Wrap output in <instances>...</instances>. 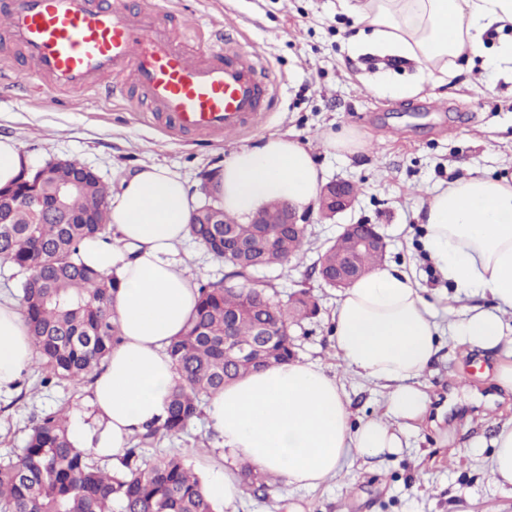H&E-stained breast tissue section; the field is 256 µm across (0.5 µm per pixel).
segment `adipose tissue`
<instances>
[{"mask_svg":"<svg viewBox=\"0 0 512 512\" xmlns=\"http://www.w3.org/2000/svg\"><path fill=\"white\" fill-rule=\"evenodd\" d=\"M357 27L355 54L410 61L406 80L378 73L383 93L408 98L439 82L450 65L483 58L512 64V0H338ZM500 34L486 47L488 32ZM324 172L289 135H272L232 151L216 184L226 212L246 217L274 200L302 210L315 206ZM196 199L168 167L145 165L122 178L109 205L111 242L87 239L84 263L121 282L110 314L116 345L91 390L94 424H74L72 443L100 457L119 458L133 435L163 416L175 374L167 347L183 333L196 306V286L177 257L189 235ZM422 247L453 290L451 319L441 325L414 276L378 268L345 288L332 317L341 364L385 391L381 416L351 426L343 389L320 364L291 362L226 386L207 416L233 456L271 471L299 489L339 476L351 456L399 453L410 422L427 411L420 379L441 348L456 345L501 355L498 384L512 389V181L472 175L436 189L423 212ZM490 298L493 308L474 304ZM34 348L19 308L0 302V391L31 364ZM493 483L512 493V424L493 440Z\"/></svg>","mask_w":512,"mask_h":512,"instance_id":"ef3b65f1","label":"adipose tissue"}]
</instances>
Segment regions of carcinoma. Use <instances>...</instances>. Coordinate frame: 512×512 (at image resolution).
<instances>
[{
  "mask_svg": "<svg viewBox=\"0 0 512 512\" xmlns=\"http://www.w3.org/2000/svg\"><path fill=\"white\" fill-rule=\"evenodd\" d=\"M14 223L0 224V260L24 275L21 307L34 352L44 366L40 384L60 380L81 382L93 376L120 342L109 303L119 279L81 261L79 247L87 238L112 240V227L101 224L108 214L110 188L96 178L67 197L73 223L50 218L54 191L50 187L13 183ZM242 237L264 234L273 254L267 259L242 256L224 242V225L189 224L190 237L228 266L224 280L198 285L194 313L169 348L176 384L165 416L135 435L111 471L73 448L67 417L58 410L31 427L16 460L0 466V512H217L198 475L178 454L143 458L145 446L159 435L176 436L203 414L207 399L246 375L294 360L289 328L316 315L307 292L278 298L269 282L253 277L264 268L301 260L309 251L307 230L288 232L286 224H241L229 215ZM247 305L254 315L238 320L234 339L251 342L258 321L270 324L274 336L260 355L234 360L224 356V314ZM243 489L255 497L264 491L257 474L242 472Z\"/></svg>",
  "mask_w": 512,
  "mask_h": 512,
  "instance_id": "carcinoma-1",
  "label": "carcinoma"
}]
</instances>
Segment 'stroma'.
Segmentation results:
<instances>
[{"label": "stroma", "instance_id": "35a3bbf8", "mask_svg": "<svg viewBox=\"0 0 512 512\" xmlns=\"http://www.w3.org/2000/svg\"><path fill=\"white\" fill-rule=\"evenodd\" d=\"M175 17L191 20L182 33L185 47L208 46L217 33L231 44H259L273 79L271 112L257 128L227 138L169 133L157 113L128 99L95 91L35 89L23 77L31 65L23 50L0 40V136L14 138L35 164L76 159L108 186L144 165L170 168L204 202V174L222 169L230 152L258 145L272 134H293L314 156L326 180L344 179L360 192L352 209L322 218L302 211L311 250L303 261L264 270L281 295L306 289L319 313L293 328L297 359L321 364L342 385L352 422L380 415L384 393L376 384L347 374L334 356L332 314L340 290L322 286L312 267L317 252L346 224H374L387 242L384 263L416 275L447 321L449 288L424 255L420 212L430 193L449 179L472 173L512 179V75L481 64L442 84H426L411 99L368 90L377 66L350 50V17L337 0H163ZM447 105L433 112L429 100ZM350 128L366 144L354 152L329 150L327 130ZM193 282L217 281L225 267L202 245L186 239L179 247ZM495 357L473 349L460 353L444 343L422 377L429 403L425 417L408 435L402 453L381 460L349 459L339 477L314 490L289 486L264 474L263 496L233 503L234 512H512V494L493 485L485 471L488 443L512 418V390L496 388ZM43 367L32 361L12 391L0 394V461L15 458L40 416L59 409L71 421L90 422L91 384L62 381L45 388ZM184 456L201 480L217 472L239 475L240 460L207 419L178 437L159 438L145 458Z\"/></svg>", "mask_w": 512, "mask_h": 512}]
</instances>
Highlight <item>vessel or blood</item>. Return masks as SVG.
<instances>
[{
  "mask_svg": "<svg viewBox=\"0 0 512 512\" xmlns=\"http://www.w3.org/2000/svg\"><path fill=\"white\" fill-rule=\"evenodd\" d=\"M0 37L22 47L51 87L104 92L135 89L178 133L227 136L254 127L270 111L273 82L258 46L192 53L164 9L125 0H0Z\"/></svg>",
  "mask_w": 512,
  "mask_h": 512,
  "instance_id": "vessel-or-blood-1",
  "label": "vessel or blood"
}]
</instances>
